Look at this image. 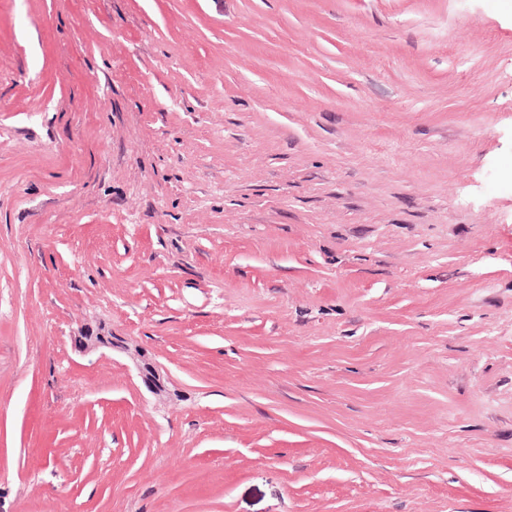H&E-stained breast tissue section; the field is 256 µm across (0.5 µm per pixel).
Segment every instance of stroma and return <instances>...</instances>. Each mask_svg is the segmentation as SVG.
<instances>
[{"mask_svg":"<svg viewBox=\"0 0 512 512\" xmlns=\"http://www.w3.org/2000/svg\"><path fill=\"white\" fill-rule=\"evenodd\" d=\"M0 512H512V0H0Z\"/></svg>","mask_w":512,"mask_h":512,"instance_id":"35a3bbf8","label":"stroma"}]
</instances>
